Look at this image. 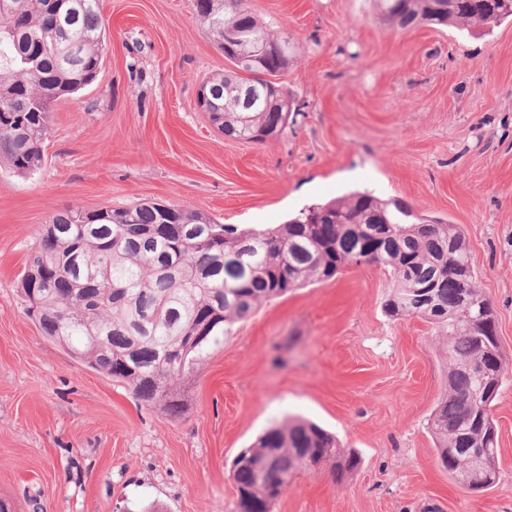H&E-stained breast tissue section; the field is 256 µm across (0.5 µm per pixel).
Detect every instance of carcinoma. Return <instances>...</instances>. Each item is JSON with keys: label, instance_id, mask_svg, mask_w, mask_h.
I'll use <instances>...</instances> for the list:
<instances>
[{"label": "carcinoma", "instance_id": "obj_1", "mask_svg": "<svg viewBox=\"0 0 512 512\" xmlns=\"http://www.w3.org/2000/svg\"><path fill=\"white\" fill-rule=\"evenodd\" d=\"M0 9V166L27 175L44 163L56 102L93 84L102 67L105 27L99 0H5ZM392 28L421 25L490 28L512 19V0H377ZM208 36L224 50V24L243 43L283 40L247 0H195ZM232 68L204 80L210 121L225 135L254 140L288 125L292 99L265 88L288 68L272 54L258 70ZM250 86L245 109L231 86ZM382 250L367 255L370 241ZM377 264L394 280L384 311L434 326L448 354V385L428 418L440 465L454 479L470 468L468 452L497 456L491 404L505 380L494 311L471 267L455 224L415 214L408 204L356 191L302 209L285 224H218L192 209L141 203L118 209L54 212L27 261L19 293L47 339L86 366L125 384L135 399L182 415L184 384L234 323L271 299L348 266ZM361 458L320 426L296 419L272 427L232 461L235 512H272L301 472L326 470L345 483ZM500 477L475 470L466 489L482 493Z\"/></svg>", "mask_w": 512, "mask_h": 512}]
</instances>
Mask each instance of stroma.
I'll use <instances>...</instances> for the list:
<instances>
[{"mask_svg":"<svg viewBox=\"0 0 512 512\" xmlns=\"http://www.w3.org/2000/svg\"><path fill=\"white\" fill-rule=\"evenodd\" d=\"M294 46L295 113L266 142L225 137L196 104L228 62L194 0H101L97 80L59 100L45 161L0 170V498L13 512H233V459L291 417L334 433L356 476L299 474L273 512H512V373L493 403L498 483L472 493L427 420L443 345L382 305L391 276L350 266L238 321L174 418L47 340L18 292L51 215L158 202L221 224H281L353 190L458 225L512 365V20L486 34L390 29L373 0H248Z\"/></svg>","mask_w":512,"mask_h":512,"instance_id":"1","label":"stroma"}]
</instances>
